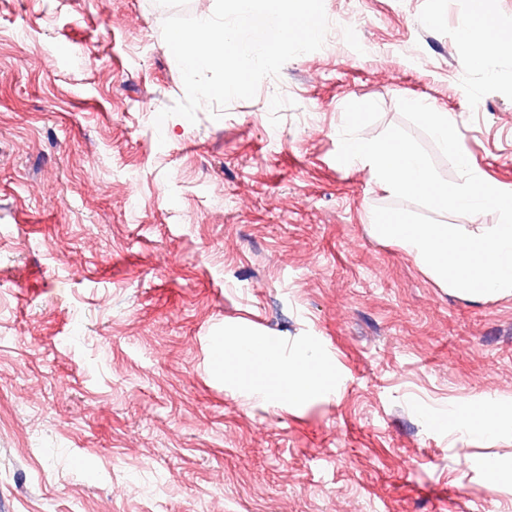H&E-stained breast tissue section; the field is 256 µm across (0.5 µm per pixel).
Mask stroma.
Segmentation results:
<instances>
[{
  "label": "stroma",
  "instance_id": "stroma-1",
  "mask_svg": "<svg viewBox=\"0 0 512 512\" xmlns=\"http://www.w3.org/2000/svg\"><path fill=\"white\" fill-rule=\"evenodd\" d=\"M214 5L0 0V512H512V295L374 237L395 198L335 159L347 103H379L370 139L417 100L512 192V54L468 68L470 0H360L254 99L155 129L184 97L162 22ZM241 332L338 383L251 398ZM483 400L495 437L433 433ZM225 336H236L231 338H224V366L230 371H239L242 367L252 368V381L250 385L255 393L277 399L281 397L280 388L270 391V388L265 384V376L261 371L257 370V362L251 356L250 352L247 354L245 348L249 346L253 339L249 334H231Z\"/></svg>",
  "mask_w": 512,
  "mask_h": 512
}]
</instances>
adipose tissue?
<instances>
[{
	"instance_id": "obj_1",
	"label": "adipose tissue",
	"mask_w": 512,
	"mask_h": 512,
	"mask_svg": "<svg viewBox=\"0 0 512 512\" xmlns=\"http://www.w3.org/2000/svg\"><path fill=\"white\" fill-rule=\"evenodd\" d=\"M490 0H472V10L461 41L466 51L468 64L475 69L487 68L490 58L496 54L512 53V33L500 31L489 6ZM249 335L239 334L224 341V366L237 371L242 367L253 370L251 386L255 393L279 398L280 393L270 390L265 377L256 368L257 362L247 354ZM275 376L288 388L292 397H304L325 390L329 373L319 355L312 348L299 350L292 359L278 362Z\"/></svg>"
}]
</instances>
